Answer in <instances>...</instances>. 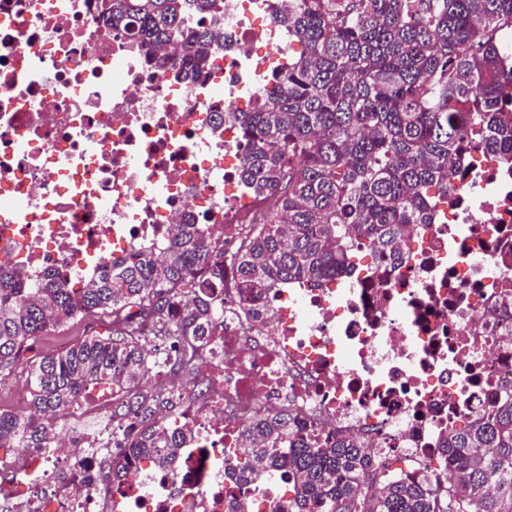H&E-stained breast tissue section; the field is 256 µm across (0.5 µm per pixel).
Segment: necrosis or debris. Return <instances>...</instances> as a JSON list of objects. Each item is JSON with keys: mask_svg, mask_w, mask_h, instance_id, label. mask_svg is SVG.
I'll return each mask as SVG.
<instances>
[{"mask_svg": "<svg viewBox=\"0 0 512 512\" xmlns=\"http://www.w3.org/2000/svg\"><path fill=\"white\" fill-rule=\"evenodd\" d=\"M258 0H224V52L212 88L148 62L132 36H114L105 0H0V265L35 281L55 272L89 284L88 261L140 251L162 257L171 224L216 225L236 241L269 218L235 175L236 111L248 64L291 49ZM444 217L413 225L394 257L357 258L319 288L276 289V318L250 321L224 291L200 376L208 395L164 418L198 434L173 476L129 466L105 447L112 393L103 383L54 414L52 447L4 466L25 494L0 512H251L290 497L282 469L246 488L229 477L237 439L254 417L296 412L307 432L359 437L366 452L400 458L409 477L439 462L448 429L512 395V159L464 147ZM85 455L82 474L51 481L50 466Z\"/></svg>", "mask_w": 512, "mask_h": 512, "instance_id": "4bbe7bcc", "label": "necrosis or debris"}]
</instances>
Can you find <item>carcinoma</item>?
<instances>
[{"instance_id": "1", "label": "carcinoma", "mask_w": 512, "mask_h": 512, "mask_svg": "<svg viewBox=\"0 0 512 512\" xmlns=\"http://www.w3.org/2000/svg\"><path fill=\"white\" fill-rule=\"evenodd\" d=\"M116 33L134 35L148 61L207 82L224 52V0H107ZM274 15L297 49L259 94L220 122L243 142L239 179L272 200L266 224L224 248L210 224H172L159 261L149 252L95 260L85 287L47 273L35 283L0 269V381L28 370L22 412L0 411V448H46L38 415L71 407L115 382V447L129 465L173 472L194 430L162 429L183 403L177 379L198 370L231 277L249 318L269 323L263 296L288 283L323 284L357 250L389 255L413 224H430L455 191L463 145L512 155V80L498 31L512 0H280ZM89 319L103 331L39 360L24 355L51 331ZM297 414L251 421L238 447L247 477L285 469L293 497L271 512H512V397L494 401L442 437L440 467L402 479L343 435L316 440Z\"/></svg>"}]
</instances>
